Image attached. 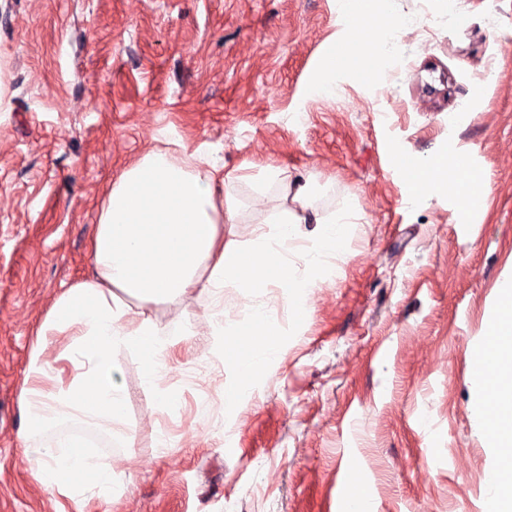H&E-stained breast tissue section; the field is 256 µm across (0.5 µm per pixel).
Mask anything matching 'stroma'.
<instances>
[{"label": "stroma", "instance_id": "obj_1", "mask_svg": "<svg viewBox=\"0 0 512 512\" xmlns=\"http://www.w3.org/2000/svg\"><path fill=\"white\" fill-rule=\"evenodd\" d=\"M341 0H0V512H341L351 477L375 512H481L501 464L474 408L471 361L512 278V0H394L414 25L396 54L344 52ZM336 96L308 93L325 61ZM202 151L225 170L315 175L327 217L352 198L346 248L306 292L254 295L277 354L245 376L204 303L154 305L190 324L147 382L112 353L126 396L115 434L64 420L24 448L21 388L36 330L91 271L115 176L153 148ZM456 156L488 210L409 199L404 172ZM234 194L238 240L274 232L278 186ZM167 447H160V439ZM90 445L111 491L71 499L38 471Z\"/></svg>", "mask_w": 512, "mask_h": 512}]
</instances>
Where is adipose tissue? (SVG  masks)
I'll return each instance as SVG.
<instances>
[{
	"mask_svg": "<svg viewBox=\"0 0 512 512\" xmlns=\"http://www.w3.org/2000/svg\"><path fill=\"white\" fill-rule=\"evenodd\" d=\"M341 7L355 18L354 56L383 59L395 53L400 30L393 24L392 0H372L368 12L360 0H342ZM406 175L413 194L452 193L466 212L482 200L478 177L464 184L449 180L443 158ZM238 180L205 154L184 147L149 151L113 180L91 240L92 272L57 297L31 347L21 390L27 435L72 417L106 428L120 422L123 398L112 383L116 347L138 352L148 381L166 374L170 339L147 315L148 306L194 295L211 300L227 284L256 288L269 276L311 288L328 273L329 257L344 253V226L354 216L352 208L330 219L318 217L312 211L314 177L294 183L279 168L252 178L259 188L268 183L284 188V204L267 218L275 232L249 246L225 238V225L239 221L240 206L231 193ZM306 224L312 227L313 256L300 268L289 262L288 244ZM498 290L503 304L488 323L483 345L492 375L474 379L473 386L478 410L500 404L512 416V280L500 283ZM51 336L67 338L64 356L75 372L68 385L46 390L41 386L48 376L43 353ZM493 429L502 455L498 474L503 489L494 497L492 512H512V419ZM39 478L72 498L87 487L112 484L111 473L96 469L89 448L78 441L70 442L55 463L42 466Z\"/></svg>",
	"mask_w": 512,
	"mask_h": 512,
	"instance_id": "ef3b65f1",
	"label": "adipose tissue"
}]
</instances>
